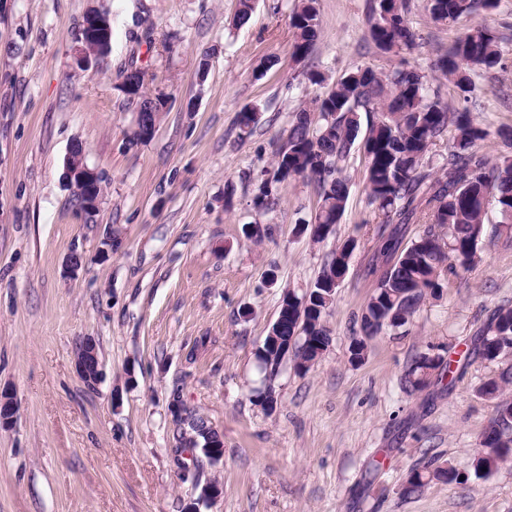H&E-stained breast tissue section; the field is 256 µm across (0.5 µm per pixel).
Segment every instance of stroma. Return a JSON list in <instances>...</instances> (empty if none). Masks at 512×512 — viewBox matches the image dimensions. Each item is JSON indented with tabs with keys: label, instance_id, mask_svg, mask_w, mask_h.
I'll return each mask as SVG.
<instances>
[{
	"label": "stroma",
	"instance_id": "35a3bbf8",
	"mask_svg": "<svg viewBox=\"0 0 512 512\" xmlns=\"http://www.w3.org/2000/svg\"><path fill=\"white\" fill-rule=\"evenodd\" d=\"M367 0H319L310 55L292 63L294 0H256L237 28L238 0H0V388L19 412L0 429V512H183L199 484L222 497L200 512H512V464L471 475L495 403L478 395L512 358L476 360L453 386L414 392L402 378L420 353L457 357L498 306L512 304V229L489 210L481 260L464 279L427 297L406 329L374 336L352 363V332L375 281L366 268L379 242L378 212L353 148L343 175L349 197L335 233H302L318 201L303 178L255 210L252 175L268 166L294 114L323 86L355 69L430 72L468 27L434 22L414 0L413 52L380 51ZM103 9L111 50L99 71L75 59L79 24ZM483 21L503 70L476 80L474 113L498 156L496 130L512 125V0ZM137 67L167 106L154 134L133 145L136 108L120 91ZM259 109L251 132L240 111ZM101 175L95 222L77 213L63 180L74 141ZM266 225L254 242L246 225ZM117 250L100 257L106 237ZM356 238L348 272L325 320L332 342L306 372L285 359L268 412L252 400L264 375L255 352L281 293L312 288L336 244ZM86 264L65 272L71 253ZM94 337L104 378L89 389L75 369L82 337ZM224 437V460L192 465L175 454L173 396ZM451 465L465 483L431 482L404 497L411 469ZM378 476L371 490L362 478Z\"/></svg>",
	"mask_w": 512,
	"mask_h": 512
}]
</instances>
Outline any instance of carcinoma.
I'll use <instances>...</instances> for the list:
<instances>
[{
    "label": "carcinoma",
    "mask_w": 512,
    "mask_h": 512,
    "mask_svg": "<svg viewBox=\"0 0 512 512\" xmlns=\"http://www.w3.org/2000/svg\"><path fill=\"white\" fill-rule=\"evenodd\" d=\"M497 0H426L425 8L438 23L454 24L481 11H491ZM412 0H369L370 37L385 53L411 52L417 36L408 24ZM319 0H295L290 15L293 30L291 59L305 60L318 36ZM498 41L483 25L470 27L433 63L434 71L469 103L474 77L501 65ZM452 133L446 162L432 172L429 152ZM496 135L506 150L496 161L478 151L490 131L475 122L468 108L452 110L441 86L415 68L388 74L357 68L343 75L323 95L295 113L286 135L273 152L269 169L254 178V208L268 210L282 183L295 177L314 182L319 201L311 221L303 227L314 243L335 233L345 212L349 187L342 172L358 137H363L364 180L370 204L380 216V247L370 271L376 286L360 317V335L376 336L410 323L428 295L443 288V276L467 272L480 261L484 219L489 207L497 209L501 223L512 224V126ZM423 224L410 243L403 244L404 226ZM356 248L349 238L336 246L324 263L314 286L302 296L286 289L273 323L256 352L264 372L274 375L293 344L296 368L308 371L331 342L324 314L333 303L340 278ZM512 341V306L501 305L477 332L464 365L477 359L494 361L497 349ZM451 373L444 357L421 353L405 374L414 391L428 388L432 379ZM512 384V372L484 380L479 395L498 400L495 415L479 441L471 466L474 476L487 478L512 461V399L503 393ZM279 400L272 379L254 391V401L264 410ZM459 473L451 467L427 465L413 469L402 494H418L432 481L451 483Z\"/></svg>",
    "instance_id": "obj_1"
}]
</instances>
